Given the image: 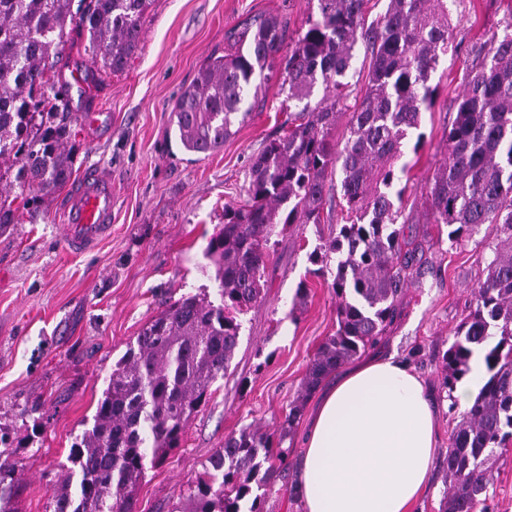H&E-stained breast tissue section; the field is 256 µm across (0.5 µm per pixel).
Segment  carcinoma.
<instances>
[{"label": "carcinoma", "mask_w": 512, "mask_h": 512, "mask_svg": "<svg viewBox=\"0 0 512 512\" xmlns=\"http://www.w3.org/2000/svg\"><path fill=\"white\" fill-rule=\"evenodd\" d=\"M78 7H73V2ZM318 14L288 40L277 15L256 20L212 53L176 99L175 133L189 153L224 146L244 121L249 91L276 75L288 99L303 104L288 131L249 163L240 200L224 204V223L205 256L224 303L184 294L146 322L112 365L91 427L76 438L72 467L50 491L51 512H135L146 459L162 463L181 446L191 418L226 375L239 344L238 315L261 299V278L279 225L319 224L328 171L339 170L349 221L314 254L336 255L332 288L336 332L307 367L309 391L384 334L414 278L420 244L396 227L399 208L387 189L395 162L422 109L435 101L432 73L448 53V0H389L383 17L366 21L368 0H317ZM151 0H0V233L14 223L6 187L28 186L35 202L73 173L66 89L51 82L49 58L67 26L86 33L105 70L118 72L135 54ZM372 67L354 106L349 75L358 41ZM481 59L464 78L444 159L430 190L431 223L451 242L481 227L498 243L475 306L454 331L443 358L452 391L478 349L489 377L462 411L444 454L449 480L443 512H478L492 477L494 449L512 440V21L477 46ZM323 96L311 104L316 87ZM351 111L348 136L330 140L336 115ZM270 435L244 429L224 438L204 474L182 496V512H240L253 487L266 485L287 452Z\"/></svg>", "instance_id": "carcinoma-1"}]
</instances>
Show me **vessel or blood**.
Masks as SVG:
<instances>
[{
	"label": "vessel or blood",
	"instance_id": "1",
	"mask_svg": "<svg viewBox=\"0 0 512 512\" xmlns=\"http://www.w3.org/2000/svg\"><path fill=\"white\" fill-rule=\"evenodd\" d=\"M64 238L70 250L91 249L112 222V178L99 169L81 173L63 208Z\"/></svg>",
	"mask_w": 512,
	"mask_h": 512
}]
</instances>
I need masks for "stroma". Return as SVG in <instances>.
Here are the masks:
<instances>
[{"label": "stroma", "mask_w": 512, "mask_h": 512, "mask_svg": "<svg viewBox=\"0 0 512 512\" xmlns=\"http://www.w3.org/2000/svg\"><path fill=\"white\" fill-rule=\"evenodd\" d=\"M453 53L441 57L431 82L434 106L422 114L419 145H406L405 173L395 181L405 235L423 242L419 274L398 302V314L361 359L394 354L423 378L437 414V455H444L459 421L441 368L455 328L467 315L471 290L486 276L496 245L478 233L464 245L429 221L428 196L444 158V137L456 116V98L471 68L473 46L502 31L512 0H448ZM317 12L315 0H151L140 47L118 73L102 71L85 35L66 30L58 47L70 83L74 170L102 168L112 175V231L84 253L62 235L63 190L24 207L15 187L17 221L0 233V430L13 440L0 461L17 462L14 499L19 512H49L52 486L66 472L77 436L91 427L97 402L115 363L141 327L167 303L204 293L220 302L214 268L204 256L237 200L250 159L288 129V89L263 84L234 135L211 154L184 151L171 108L207 56L223 50L231 32L264 15L287 23L297 37ZM98 113L99 127L80 114ZM317 224H296L272 237L263 297L239 317V345L210 401L189 422L181 448L150 467L135 512H177L183 490L196 481L225 436L258 425L283 435V471L259 488L261 512H304L293 493L305 430L319 396L301 381L319 346L336 330L332 279L312 255L335 235L346 215L339 175L327 180ZM303 303H296L298 288ZM300 416L282 433L292 403ZM487 512H512V450L494 455Z\"/></svg>", "instance_id": "1"}]
</instances>
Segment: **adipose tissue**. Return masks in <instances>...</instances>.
Returning a JSON list of instances; mask_svg holds the SVG:
<instances>
[{
  "label": "adipose tissue",
  "mask_w": 512,
  "mask_h": 512,
  "mask_svg": "<svg viewBox=\"0 0 512 512\" xmlns=\"http://www.w3.org/2000/svg\"><path fill=\"white\" fill-rule=\"evenodd\" d=\"M436 416L405 361L373 359L323 390L301 437L304 512H411L429 478Z\"/></svg>",
  "instance_id": "1"
}]
</instances>
